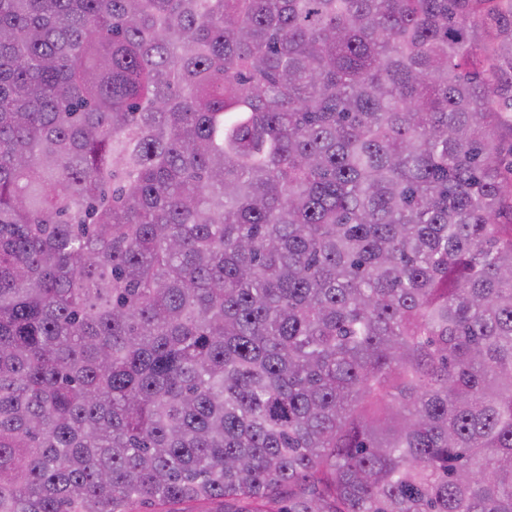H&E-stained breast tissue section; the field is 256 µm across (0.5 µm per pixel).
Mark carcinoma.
<instances>
[{"instance_id":"1","label":"carcinoma","mask_w":512,"mask_h":512,"mask_svg":"<svg viewBox=\"0 0 512 512\" xmlns=\"http://www.w3.org/2000/svg\"><path fill=\"white\" fill-rule=\"evenodd\" d=\"M512 512V0H0V512Z\"/></svg>"}]
</instances>
